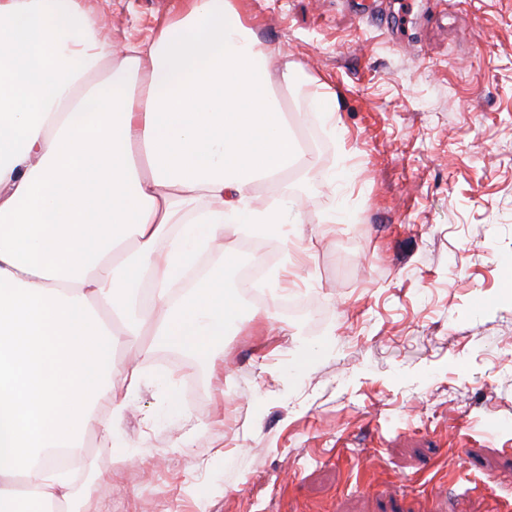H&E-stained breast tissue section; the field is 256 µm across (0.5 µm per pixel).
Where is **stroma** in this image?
<instances>
[{
    "mask_svg": "<svg viewBox=\"0 0 512 512\" xmlns=\"http://www.w3.org/2000/svg\"><path fill=\"white\" fill-rule=\"evenodd\" d=\"M82 3L126 45L177 0ZM240 4L274 65L336 93L331 130L272 84L314 166L255 188L304 196L265 238V293L307 311L230 327L216 378L148 335L117 348L148 356L114 435L87 439L112 473L96 512H512V0ZM250 242L198 276L238 280Z\"/></svg>",
    "mask_w": 512,
    "mask_h": 512,
    "instance_id": "35a3bbf8",
    "label": "stroma"
}]
</instances>
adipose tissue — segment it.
Returning a JSON list of instances; mask_svg holds the SVG:
<instances>
[{"label":"adipose tissue","instance_id":"1","mask_svg":"<svg viewBox=\"0 0 512 512\" xmlns=\"http://www.w3.org/2000/svg\"><path fill=\"white\" fill-rule=\"evenodd\" d=\"M98 29L81 0H0V512H96L54 452L139 392L113 349L147 331L212 359L238 303L216 277L172 289L231 225L298 223L254 189L312 164L238 0H180L135 47Z\"/></svg>","mask_w":512,"mask_h":512}]
</instances>
